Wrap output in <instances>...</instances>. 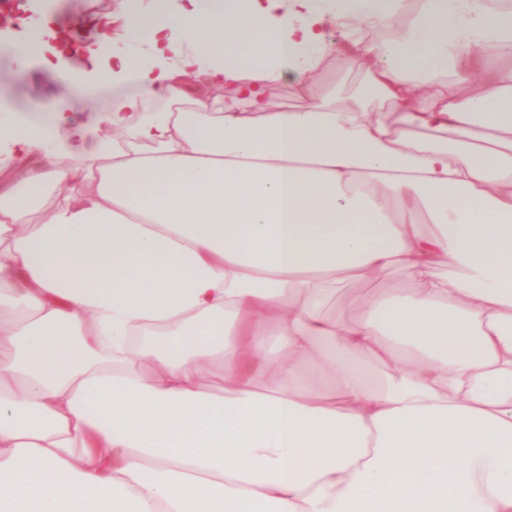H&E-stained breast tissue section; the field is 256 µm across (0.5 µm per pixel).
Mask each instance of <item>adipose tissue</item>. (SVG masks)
Here are the masks:
<instances>
[{
  "label": "adipose tissue",
  "instance_id": "obj_1",
  "mask_svg": "<svg viewBox=\"0 0 512 512\" xmlns=\"http://www.w3.org/2000/svg\"><path fill=\"white\" fill-rule=\"evenodd\" d=\"M122 16L72 76L105 111L0 112V512H512V11ZM339 46L389 111L316 94ZM412 284L411 277L403 272H394L370 282L353 283L336 295L330 307L337 317H357L362 305L376 296L410 288Z\"/></svg>",
  "mask_w": 512,
  "mask_h": 512
}]
</instances>
